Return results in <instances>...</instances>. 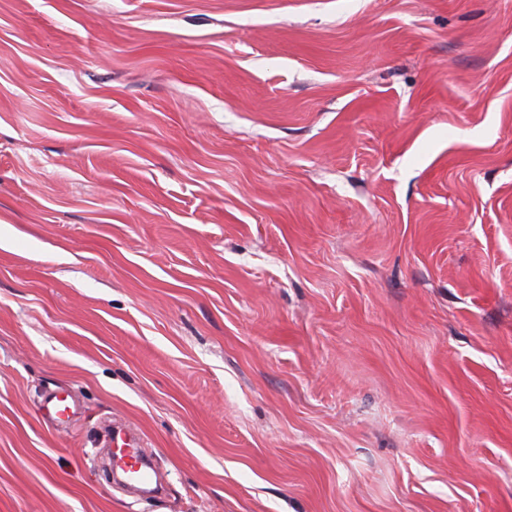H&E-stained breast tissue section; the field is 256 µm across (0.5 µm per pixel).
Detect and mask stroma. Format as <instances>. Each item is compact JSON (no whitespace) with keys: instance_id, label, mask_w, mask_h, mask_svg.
<instances>
[{"instance_id":"35a3bbf8","label":"stroma","mask_w":512,"mask_h":512,"mask_svg":"<svg viewBox=\"0 0 512 512\" xmlns=\"http://www.w3.org/2000/svg\"><path fill=\"white\" fill-rule=\"evenodd\" d=\"M0 512H512V0H0ZM69 398H71L69 394H62L58 391L47 392L40 402V411L44 419L56 426L71 422L77 414L78 407ZM104 448H117L113 462L119 464L132 482L141 486L152 482V473L142 462L140 445L127 429L114 426Z\"/></svg>"}]
</instances>
